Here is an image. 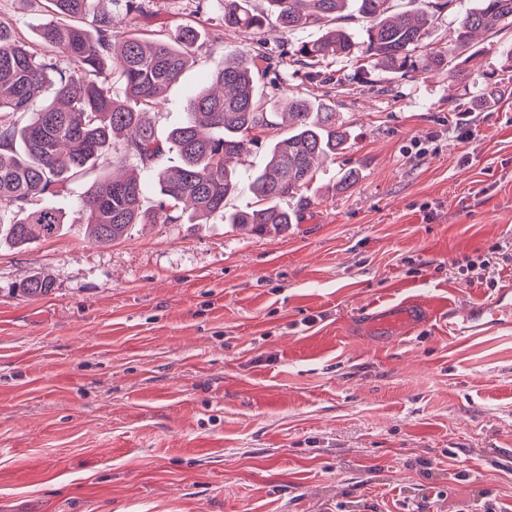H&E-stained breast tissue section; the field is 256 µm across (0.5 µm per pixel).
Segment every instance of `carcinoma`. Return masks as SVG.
Segmentation results:
<instances>
[{
  "label": "carcinoma",
  "instance_id": "1",
  "mask_svg": "<svg viewBox=\"0 0 512 512\" xmlns=\"http://www.w3.org/2000/svg\"><path fill=\"white\" fill-rule=\"evenodd\" d=\"M112 2L52 0L56 18L42 25L39 51L16 28L0 23V205L14 213L6 227L9 238L23 246L36 236H55L64 224L61 212L32 209L33 198L64 193L71 181L109 157L114 165L131 162L144 171L158 185L159 197L146 209L137 178L97 182L79 201L87 237L96 246L124 238L134 224H199L215 214L258 236L287 231L294 215L278 202L308 204L317 170L347 142L334 106L292 96L288 111L279 114L256 91V72L270 66L243 53L229 54L211 66L213 89L191 97L186 121L162 140L142 112L200 61V34L191 25L175 39L120 34L112 28ZM265 2L267 10L257 12L251 0H224L221 26L290 35L326 27L318 39L290 44L303 65L351 57L363 70L430 72L458 57L475 32L512 29V0H477L460 19L454 40L440 48L426 39L456 0H418L420 7L397 17L396 0ZM351 2L365 22L361 42L330 26ZM115 84L124 89L121 99L113 95ZM279 115L288 118V138L270 146L266 164L242 184L239 161L277 127ZM170 151L179 164L165 163ZM243 187L261 206L225 213L226 198ZM22 290L44 295L50 284L33 275Z\"/></svg>",
  "mask_w": 512,
  "mask_h": 512
}]
</instances>
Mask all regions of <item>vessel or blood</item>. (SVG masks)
I'll return each mask as SVG.
<instances>
[{"mask_svg":"<svg viewBox=\"0 0 512 512\" xmlns=\"http://www.w3.org/2000/svg\"><path fill=\"white\" fill-rule=\"evenodd\" d=\"M424 305L410 301L401 306L394 314L376 320L379 328L394 331L409 330L418 325L426 314ZM441 322L447 324L449 333L459 334L487 327L512 326V286L499 290L491 299L460 306L454 303L438 312Z\"/></svg>","mask_w":512,"mask_h":512,"instance_id":"1","label":"vessel or blood"}]
</instances>
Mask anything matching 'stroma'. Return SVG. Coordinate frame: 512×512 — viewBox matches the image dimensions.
Listing matches in <instances>:
<instances>
[{
  "label": "stroma",
  "instance_id": "stroma-1",
  "mask_svg": "<svg viewBox=\"0 0 512 512\" xmlns=\"http://www.w3.org/2000/svg\"><path fill=\"white\" fill-rule=\"evenodd\" d=\"M221 0L113 6L124 32L216 29ZM47 0H0L39 44ZM287 36L224 30L148 121L166 134L209 87L213 60L263 54L285 81L329 94L347 147L318 170L294 224H138L107 246L77 205L104 161L52 206L60 232L0 238V512H512V328L449 334L436 318L372 332L416 300L475 302L495 286L465 257L512 244V88L488 79L512 32L482 34L437 72L329 58L303 66ZM470 116L472 139L455 118ZM350 171L353 182L339 184ZM48 294H24L32 274ZM316 317L305 326L307 317Z\"/></svg>",
  "mask_w": 512,
  "mask_h": 512
}]
</instances>
